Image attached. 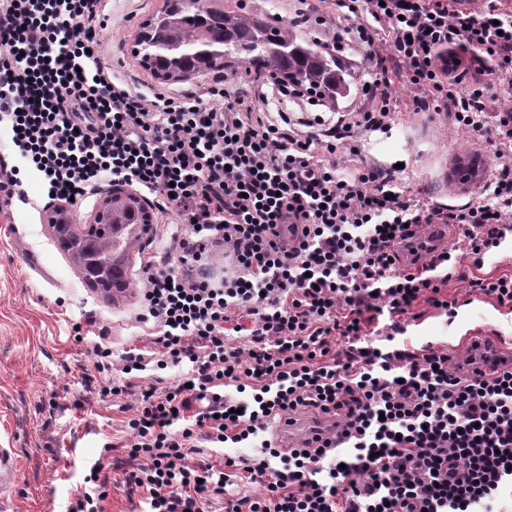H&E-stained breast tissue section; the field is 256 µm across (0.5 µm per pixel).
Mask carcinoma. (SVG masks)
I'll return each mask as SVG.
<instances>
[{"mask_svg": "<svg viewBox=\"0 0 512 512\" xmlns=\"http://www.w3.org/2000/svg\"><path fill=\"white\" fill-rule=\"evenodd\" d=\"M141 59L163 82L219 72L232 60L309 89L324 103L336 104L347 93V71L336 53L304 35L295 25L248 11L217 13L200 4H176L149 23L141 38ZM145 204L129 195L112 198V223L134 224ZM83 258L79 267L90 283L123 287L126 245L93 248L86 240L72 243Z\"/></svg>", "mask_w": 512, "mask_h": 512, "instance_id": "carcinoma-1", "label": "carcinoma"}]
</instances>
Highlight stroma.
Returning a JSON list of instances; mask_svg holds the SVG:
<instances>
[{"label":"stroma","instance_id":"stroma-1","mask_svg":"<svg viewBox=\"0 0 512 512\" xmlns=\"http://www.w3.org/2000/svg\"><path fill=\"white\" fill-rule=\"evenodd\" d=\"M167 0H101L99 4L100 56L114 81L144 94L164 87L178 93L206 87L215 73L160 83L146 70L136 52L142 25L165 8ZM340 57L349 71L350 96L336 109L353 108V93L362 84L379 79L381 71L364 50L345 48ZM415 91L393 81L391 120L387 129L353 128L358 155L340 150L341 170L359 166H405L410 195L452 207L466 204L489 169L481 167L477 181L461 184L456 169L476 158L479 145L457 131L441 112H417ZM27 203H15L0 212V448L17 460L14 483L0 490V512H70L86 488L90 472L109 485L103 512H147L142 491L125 483L126 446L131 434L126 421L136 406L141 384L133 381L127 395L116 401L100 396L103 378L94 370L96 343L112 349V377L127 380L121 358L126 351L149 345L152 324L141 322L138 296L143 286L141 264L149 257L163 258L179 234L175 217L154 214L155 235L132 252L128 264L130 289L121 296L94 289L71 256L57 245L48 227L46 189L41 178L23 175ZM459 276L444 293L455 301L447 315L420 303L401 319L405 329L399 345L418 349L426 342L462 359L466 336H501L512 341V313L495 300L474 292L469 279L512 273V236L474 265L459 254ZM86 329L77 339L76 328Z\"/></svg>","mask_w":512,"mask_h":512}]
</instances>
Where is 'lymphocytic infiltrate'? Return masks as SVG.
<instances>
[{
  "mask_svg": "<svg viewBox=\"0 0 512 512\" xmlns=\"http://www.w3.org/2000/svg\"><path fill=\"white\" fill-rule=\"evenodd\" d=\"M456 2L342 0L347 25L332 48L394 61L417 111L447 113L473 137L490 131L502 166L457 209L408 198L393 165L338 173L341 146L359 150L352 128L386 127L388 88L361 91L331 126L306 89L272 75L248 102L222 81L148 97L102 65L99 0H0V127L12 144L0 206L24 199L28 168L56 212L119 181L181 222L174 252L143 269L156 347L123 358L133 377L187 368L176 386L141 387L128 421V456L143 464L125 482L149 512H203L207 492L224 495V512H493L512 489V367L467 374L434 347L395 343L418 303L452 309L442 290L457 259L442 248L418 261L423 227L460 228L473 258L512 232V12ZM272 92L304 109L302 123L263 112ZM317 126L323 135H311ZM217 253L230 268L216 283ZM231 331L247 332V351L228 344ZM229 385L237 397H222ZM303 411L337 418L334 438L308 450L265 439L270 422ZM200 439L261 453L185 464ZM231 470L265 494L225 496Z\"/></svg>",
  "mask_w": 512,
  "mask_h": 512,
  "instance_id": "lymphocytic-infiltrate-1",
  "label": "lymphocytic infiltrate"
}]
</instances>
